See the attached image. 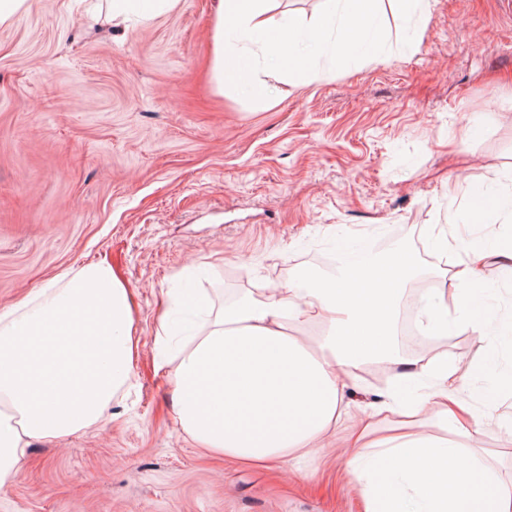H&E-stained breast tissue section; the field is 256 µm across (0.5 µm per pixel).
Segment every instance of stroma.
I'll return each instance as SVG.
<instances>
[{
  "label": "stroma",
  "instance_id": "1",
  "mask_svg": "<svg viewBox=\"0 0 512 512\" xmlns=\"http://www.w3.org/2000/svg\"><path fill=\"white\" fill-rule=\"evenodd\" d=\"M109 0H27L0 26V311L57 275L106 260L133 300L131 386L95 426L32 441L0 512H364L336 447L247 468L177 432L156 369L157 315L189 280L215 303L287 282L334 237L400 243L419 279L452 284L456 254L429 224L473 242L512 236V214L469 223L480 190L512 193V0H378L386 53L289 77L268 98L221 85L213 0H176L109 28ZM489 332L449 352L475 407L512 424V280L497 257Z\"/></svg>",
  "mask_w": 512,
  "mask_h": 512
}]
</instances>
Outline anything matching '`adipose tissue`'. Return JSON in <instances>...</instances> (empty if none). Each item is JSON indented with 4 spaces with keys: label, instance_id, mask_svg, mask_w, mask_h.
I'll use <instances>...</instances> for the list:
<instances>
[{
    "label": "adipose tissue",
    "instance_id": "adipose-tissue-1",
    "mask_svg": "<svg viewBox=\"0 0 512 512\" xmlns=\"http://www.w3.org/2000/svg\"><path fill=\"white\" fill-rule=\"evenodd\" d=\"M432 238L463 262L455 297L435 289L420 329L482 330V253L452 229ZM416 272L414 253L398 248L378 262L242 293L211 311L157 364L172 390L177 431L252 465L286 466L335 438L365 512H512V482L494 479L473 443L483 425L497 424L493 404L466 405L447 355H399L397 307ZM310 322L322 326L319 336L288 331ZM139 342L131 296L104 262L61 274L0 312L1 492L14 485L31 440L63 439L99 423L134 377ZM374 362L398 366L411 393L394 388L372 404L344 403L354 372ZM391 416L399 428L377 434Z\"/></svg>",
    "mask_w": 512,
    "mask_h": 512
}]
</instances>
